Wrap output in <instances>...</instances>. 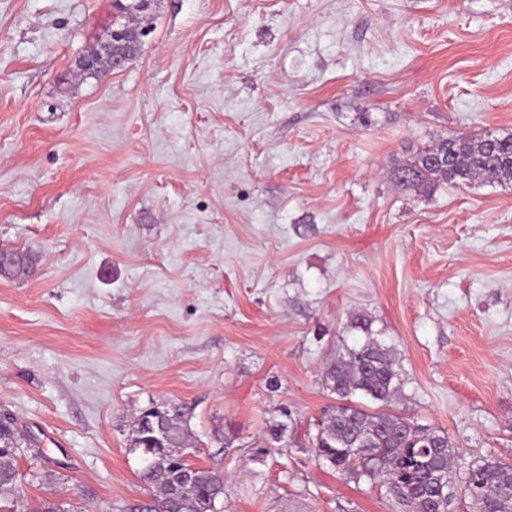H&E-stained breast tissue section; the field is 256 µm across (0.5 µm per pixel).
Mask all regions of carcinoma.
I'll use <instances>...</instances> for the list:
<instances>
[{"label": "carcinoma", "mask_w": 512, "mask_h": 512, "mask_svg": "<svg viewBox=\"0 0 512 512\" xmlns=\"http://www.w3.org/2000/svg\"><path fill=\"white\" fill-rule=\"evenodd\" d=\"M116 29H131L124 19L136 15L133 3L115 0ZM405 189L424 194L440 184L468 185L512 180V133L460 134L443 138L418 150L394 171ZM394 351L368 336L359 346L344 347L324 372V386L336 403L324 407L314 423L309 443L317 456L341 475L363 479L384 490L401 512H458L457 493H438L436 477L454 488L463 486L473 512H512V463L479 461V492L468 488L469 475L455 466L454 444L444 431L423 425L390 410L401 396ZM361 395L377 404L373 410L356 406ZM159 429L148 431L136 420L128 447L134 452L151 449L147 464L137 470L141 483L151 490L142 505H127L121 512H200L201 502L224 494V475L203 465L170 458L168 448H191L188 418L179 405L154 406ZM362 433L366 445H353ZM0 504L3 512H20L14 500L19 470L16 461L23 449L38 448V438L21 439L9 423L0 424Z\"/></svg>", "instance_id": "carcinoma-1"}]
</instances>
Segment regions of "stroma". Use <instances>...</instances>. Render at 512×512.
Returning a JSON list of instances; mask_svg holds the SVG:
<instances>
[{
	"label": "stroma",
	"instance_id": "stroma-1",
	"mask_svg": "<svg viewBox=\"0 0 512 512\" xmlns=\"http://www.w3.org/2000/svg\"><path fill=\"white\" fill-rule=\"evenodd\" d=\"M115 13L0 0V248L33 260L0 274V413L60 464L18 459L25 508L146 499L128 439L154 403L187 406L224 512H395L306 436L369 335L459 470L512 461V182L393 176L512 132V0H153L135 57L82 76Z\"/></svg>",
	"mask_w": 512,
	"mask_h": 512
}]
</instances>
